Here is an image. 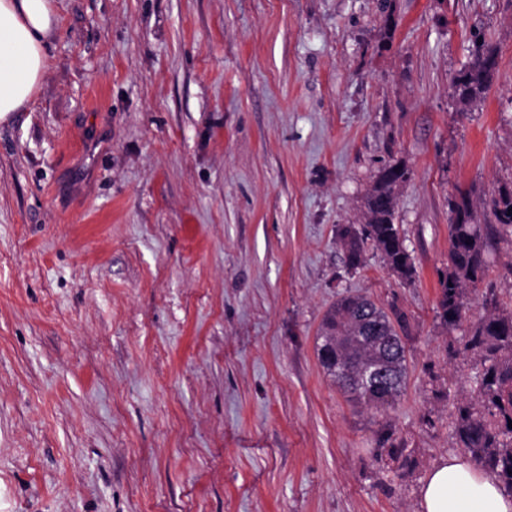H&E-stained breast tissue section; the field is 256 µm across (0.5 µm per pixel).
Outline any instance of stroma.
<instances>
[{
  "label": "stroma",
  "mask_w": 512,
  "mask_h": 512,
  "mask_svg": "<svg viewBox=\"0 0 512 512\" xmlns=\"http://www.w3.org/2000/svg\"><path fill=\"white\" fill-rule=\"evenodd\" d=\"M390 6L388 36L379 0H57L0 122V512H418L469 388L448 199L512 181V0ZM479 36L498 72L464 108ZM392 160L410 282L337 238ZM343 294L408 318L387 411L317 360Z\"/></svg>",
  "instance_id": "stroma-1"
}]
</instances>
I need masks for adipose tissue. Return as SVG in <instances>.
<instances>
[{"instance_id":"obj_1","label":"adipose tissue","mask_w":512,"mask_h":512,"mask_svg":"<svg viewBox=\"0 0 512 512\" xmlns=\"http://www.w3.org/2000/svg\"><path fill=\"white\" fill-rule=\"evenodd\" d=\"M56 0H0V122L25 111L49 64ZM419 512H512L496 478L451 454L426 475Z\"/></svg>"}]
</instances>
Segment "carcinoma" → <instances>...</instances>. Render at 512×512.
Listing matches in <instances>:
<instances>
[{"label": "carcinoma", "mask_w": 512, "mask_h": 512, "mask_svg": "<svg viewBox=\"0 0 512 512\" xmlns=\"http://www.w3.org/2000/svg\"><path fill=\"white\" fill-rule=\"evenodd\" d=\"M498 47L480 39L474 59L452 79L453 97L468 106L483 98L498 71ZM402 161L389 163L375 175L364 200L365 223L338 236L348 267L364 266V245L379 251L386 265L410 282L416 269L400 225L395 223L397 192L409 180ZM448 267L439 274L437 308L451 333L466 319L474 297L484 312L459 340L471 354L468 395L453 397L448 426L456 447L493 474L505 495L512 497V302H503L485 284L488 256L504 243L512 246V183L498 185L476 205L472 191L457 189L448 199ZM404 313H387L363 295L343 296L327 311L316 353L320 365L352 400L377 410L392 406L406 377V349L400 333Z\"/></svg>", "instance_id": "obj_1"}]
</instances>
